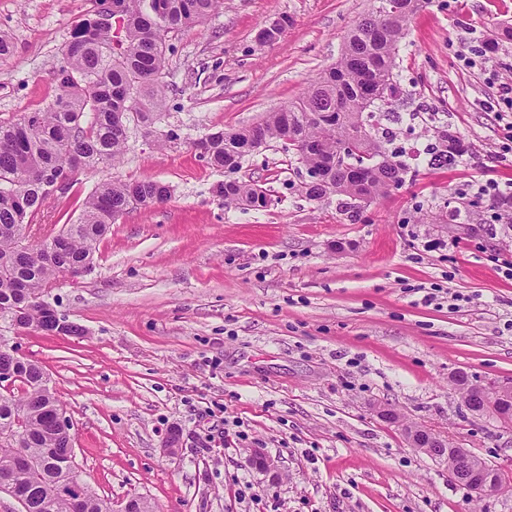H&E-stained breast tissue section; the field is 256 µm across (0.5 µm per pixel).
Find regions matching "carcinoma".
Masks as SVG:
<instances>
[{
  "mask_svg": "<svg viewBox=\"0 0 512 512\" xmlns=\"http://www.w3.org/2000/svg\"><path fill=\"white\" fill-rule=\"evenodd\" d=\"M105 0L74 26L54 70L59 93L43 111L0 123V321L20 327L54 329L62 335L76 326L50 324L40 301L58 279H72L79 268L91 271L110 224L134 202L169 198L154 181L104 182L85 199L79 222L66 224L52 240L30 245L14 229L34 224L53 195L65 192L79 168L115 163L127 140V116L149 127L159 119L166 87L169 39L203 23L220 0H112V14L95 18ZM390 0L348 34L339 62L310 84L306 95L239 129L210 133L197 142L199 157L216 168L238 170L252 153L274 141L288 144L311 180L301 191L311 200L335 193L373 198L404 182L406 166L388 152L370 124L375 113L388 115L398 93L396 57L406 25L419 0H403L388 14ZM464 148L448 143V130L429 149L436 167L456 164ZM224 204L264 208L262 188L238 179L221 187ZM17 370L22 379L0 388V433L16 432L25 448L46 464L20 478L24 512H112L95 492L80 498L64 484L72 437L55 422L59 401L43 395L44 369L18 361L0 349V373Z\"/></svg>",
  "mask_w": 512,
  "mask_h": 512,
  "instance_id": "1",
  "label": "carcinoma"
}]
</instances>
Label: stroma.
<instances>
[{"label":"stroma","instance_id":"obj_1","mask_svg":"<svg viewBox=\"0 0 512 512\" xmlns=\"http://www.w3.org/2000/svg\"><path fill=\"white\" fill-rule=\"evenodd\" d=\"M378 5L223 0L174 39L153 136L130 123L121 161L75 172L40 213L76 222L105 181L170 188L164 205L116 219L90 273L48 290L79 335L0 322V339L46 369L80 477L113 506L138 495L156 512H512V491L475 496L408 436L422 427L512 470V426L473 416L455 384L461 371L512 381V210L492 221L473 192L512 182V107L487 80L512 77V0H422L382 122L409 171L384 196L309 200L278 143L239 172L268 206L228 207L227 172L192 146L302 98ZM92 7L0 0L14 42L0 123L53 102L55 65ZM282 17L278 40L259 43ZM443 129L466 148L451 168L427 155ZM228 430L243 434L230 448ZM255 448L278 479L252 468Z\"/></svg>","mask_w":512,"mask_h":512}]
</instances>
